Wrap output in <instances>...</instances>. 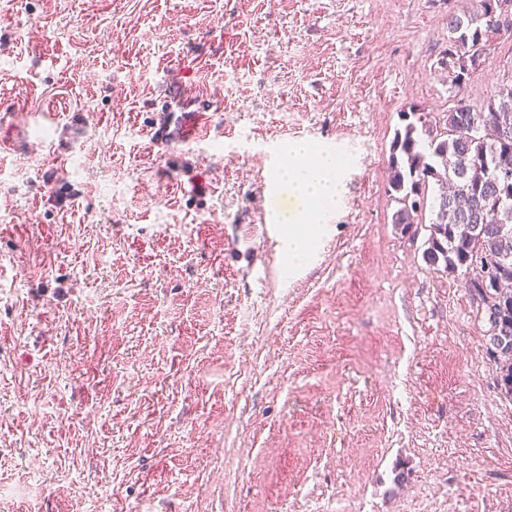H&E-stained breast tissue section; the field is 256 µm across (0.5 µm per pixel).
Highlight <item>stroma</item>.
Instances as JSON below:
<instances>
[{"label": "stroma", "instance_id": "35a3bbf8", "mask_svg": "<svg viewBox=\"0 0 512 512\" xmlns=\"http://www.w3.org/2000/svg\"><path fill=\"white\" fill-rule=\"evenodd\" d=\"M467 0H0V512H512V399L466 269L388 194L462 87ZM200 85L211 141L159 150ZM31 112L44 122L28 121ZM347 155L289 267V144Z\"/></svg>", "mask_w": 512, "mask_h": 512}]
</instances>
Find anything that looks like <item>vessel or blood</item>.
<instances>
[{
  "label": "vessel or blood",
  "mask_w": 512,
  "mask_h": 512,
  "mask_svg": "<svg viewBox=\"0 0 512 512\" xmlns=\"http://www.w3.org/2000/svg\"><path fill=\"white\" fill-rule=\"evenodd\" d=\"M212 131V114L203 97L197 89L184 87L152 126L150 140L160 148H184L210 139Z\"/></svg>",
  "instance_id": "obj_1"
}]
</instances>
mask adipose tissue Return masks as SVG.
<instances>
[{
  "instance_id": "1",
  "label": "adipose tissue",
  "mask_w": 512,
  "mask_h": 512,
  "mask_svg": "<svg viewBox=\"0 0 512 512\" xmlns=\"http://www.w3.org/2000/svg\"><path fill=\"white\" fill-rule=\"evenodd\" d=\"M340 169L338 156L313 152L304 143L289 145L288 169L283 174L288 194L295 202L284 238L289 266H299L309 259L313 242L310 224L323 221L326 213L338 204Z\"/></svg>"
}]
</instances>
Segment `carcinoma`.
<instances>
[{
  "label": "carcinoma",
  "instance_id": "cac0c4a2",
  "mask_svg": "<svg viewBox=\"0 0 512 512\" xmlns=\"http://www.w3.org/2000/svg\"><path fill=\"white\" fill-rule=\"evenodd\" d=\"M512 0H472V9L448 19V60L452 84L479 62L490 35L512 26ZM389 157V192L397 204L392 223L406 231L430 222L424 261L435 270H469L466 288L483 294L489 329L488 350L501 393L512 398V90H500L484 111L457 103L448 109L446 128L436 133L427 115L405 114ZM439 187L428 202L429 183Z\"/></svg>",
  "mask_w": 512,
  "mask_h": 512
}]
</instances>
